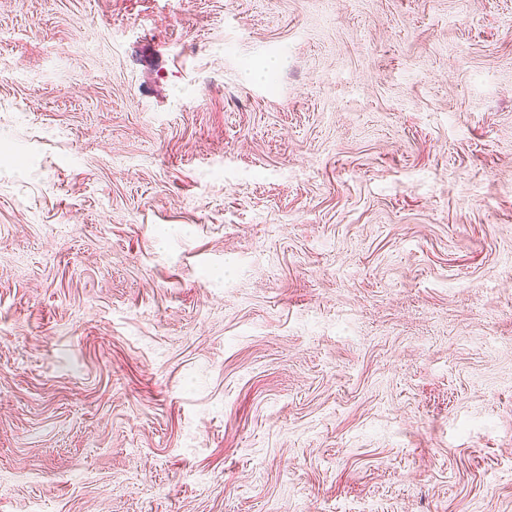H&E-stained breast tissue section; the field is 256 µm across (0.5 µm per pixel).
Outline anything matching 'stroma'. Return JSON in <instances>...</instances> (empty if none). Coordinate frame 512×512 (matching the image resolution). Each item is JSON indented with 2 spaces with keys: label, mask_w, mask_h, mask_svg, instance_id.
I'll list each match as a JSON object with an SVG mask.
<instances>
[{
  "label": "stroma",
  "mask_w": 512,
  "mask_h": 512,
  "mask_svg": "<svg viewBox=\"0 0 512 512\" xmlns=\"http://www.w3.org/2000/svg\"><path fill=\"white\" fill-rule=\"evenodd\" d=\"M512 512V0H0V512Z\"/></svg>",
  "instance_id": "stroma-1"
}]
</instances>
